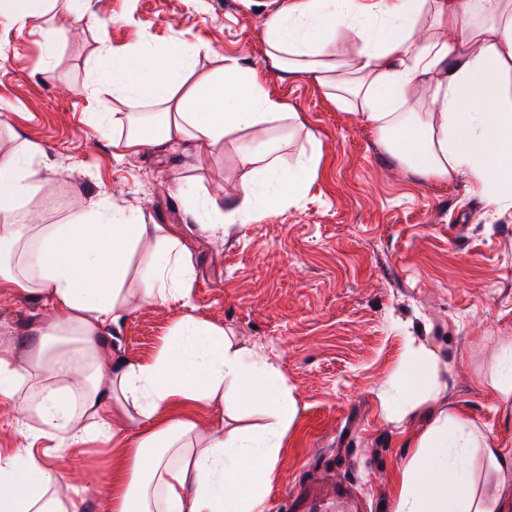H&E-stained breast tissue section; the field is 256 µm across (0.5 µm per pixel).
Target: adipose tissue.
Here are the masks:
<instances>
[{
	"instance_id": "ef3b65f1",
	"label": "adipose tissue",
	"mask_w": 512,
	"mask_h": 512,
	"mask_svg": "<svg viewBox=\"0 0 512 512\" xmlns=\"http://www.w3.org/2000/svg\"><path fill=\"white\" fill-rule=\"evenodd\" d=\"M476 2L483 19L466 23ZM428 9L444 38L417 37ZM345 30L358 48L339 63L330 46ZM266 41L276 67L328 88L337 105L357 107L421 175H463L489 204L512 201V100L504 92L512 76V0H381L368 10L358 0H294L268 23ZM208 51L181 42L117 56L100 47L99 75L124 109L94 112L91 120L111 128L113 147L131 155L186 139L216 148L232 134L286 119L262 71L228 58L198 72ZM416 85L429 98L422 113L408 107ZM39 152L27 143L0 162V293L38 295L53 313L31 327L35 345L23 359L14 356V340L0 339V394L13 401L17 430L29 440L0 452V512H83L79 494L60 492L66 470L32 451L43 437L66 448L121 441L122 463L104 486L112 512H264L282 438L297 415L281 371L191 317L175 324L156 355L112 360L105 338L125 313L131 251L151 242L140 296L164 303L190 298L186 250L174 236H157L156 225L100 200L62 222L32 223ZM275 152L271 142L243 147L248 180L238 212L190 197L205 228L258 218L307 191L320 145L293 171ZM232 400L272 405L276 425L256 435L218 431L194 447L200 410ZM415 446L393 512H512V448L498 447L463 411H439ZM477 454L489 469L480 485L472 472Z\"/></svg>"
}]
</instances>
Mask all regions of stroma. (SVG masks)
Returning <instances> with one entry per match:
<instances>
[{
	"mask_svg": "<svg viewBox=\"0 0 512 512\" xmlns=\"http://www.w3.org/2000/svg\"><path fill=\"white\" fill-rule=\"evenodd\" d=\"M289 0H81L98 25L77 22L64 0L42 18L54 40L0 17V158L22 142L40 147L41 186L31 203L55 224L103 198L176 235L193 267L189 302L139 300L150 258L134 252L124 295L131 311L106 338L113 359L154 355L185 316L223 328L235 347L273 362L298 415L286 432L267 495V512H290V498L331 501L330 512H391L397 473L412 458L413 433L439 410L469 418L512 448V404L492 375L512 377V205L494 207L465 179L425 178L390 154L353 109L325 87L288 76L266 54L269 20ZM207 45L199 71L236 59L263 70L266 88L292 118L229 136L221 150L192 141L147 146L117 157L111 135L89 119L98 111L85 88L100 44L124 51L173 40ZM279 141L282 166H295L319 141L322 156L297 203L226 233L202 227L184 195L192 188L224 205L239 202L244 143ZM46 311L25 293L0 297V325L21 335ZM439 357L429 386L402 399L396 385L410 340ZM447 383L441 396L431 387ZM225 432L271 423L259 404L207 411ZM38 452L64 466L85 512H110L102 481L120 442Z\"/></svg>",
	"mask_w": 512,
	"mask_h": 512,
	"instance_id": "35a3bbf8",
	"label": "stroma"
}]
</instances>
